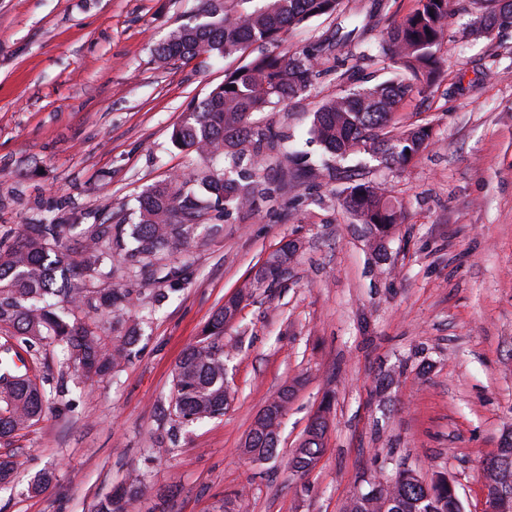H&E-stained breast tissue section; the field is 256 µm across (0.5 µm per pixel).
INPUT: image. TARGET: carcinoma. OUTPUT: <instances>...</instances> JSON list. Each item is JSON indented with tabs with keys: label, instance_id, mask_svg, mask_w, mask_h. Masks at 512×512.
I'll list each match as a JSON object with an SVG mask.
<instances>
[{
	"label": "carcinoma",
	"instance_id": "carcinoma-1",
	"mask_svg": "<svg viewBox=\"0 0 512 512\" xmlns=\"http://www.w3.org/2000/svg\"><path fill=\"white\" fill-rule=\"evenodd\" d=\"M477 31L487 33L512 19V0H494ZM342 0H205L201 19L173 30L157 48L164 62L190 60L200 53L242 56L254 44L277 45L289 29L309 19L340 14ZM449 0H417L404 19L386 27L380 52L397 67L396 78L371 87L354 88L324 102L314 113L309 134L336 158L364 153L387 165L404 167L418 158L433 136L430 125L395 130L398 112L410 95L425 94L440 71L437 48L448 25ZM365 23L348 31L344 40L327 39L313 53L290 56L261 51L245 63L227 69L224 81L195 105L171 132L173 144L193 153L201 167L192 174L173 175L142 195L138 223L125 241L112 225L100 226L73 241L72 224H31L8 242L0 235V326L13 329V339L33 351L50 340L64 349L73 378L120 371L133 357L138 326L119 346L107 349L98 326L85 322L103 311L113 324H125L132 312L131 292L102 288V267L117 255L146 276L157 271L165 250L185 247L206 224L209 211L244 209L259 200L272 201L279 189L267 172L268 153L278 151L287 161L296 154L268 126L250 121L252 114L301 96L316 76L321 53H333L342 42L372 39ZM224 159V169L210 166ZM343 205L356 223L366 226L375 242L402 223L401 205L385 189L359 182L343 190ZM296 245L284 243L267 260L262 275L279 280L281 265L291 263ZM260 275V276H262ZM254 275L252 286L261 279ZM243 294L225 301L202 336L190 345L173 373V408L177 422L202 421L224 415L229 385L224 365V326L238 312ZM10 340L0 345V440L40 420L49 392L28 374L18 372ZM280 422L257 418L242 453L269 460L275 456ZM327 422L316 420L294 449L289 468L299 476L312 472L324 451ZM144 478L99 501L95 512H131ZM377 496L352 499L348 512H464L454 482L437 474L422 481L413 471L395 473L391 485L378 482Z\"/></svg>",
	"mask_w": 512,
	"mask_h": 512
}]
</instances>
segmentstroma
<instances>
[{
  "label": "stroma",
  "mask_w": 512,
  "mask_h": 512,
  "mask_svg": "<svg viewBox=\"0 0 512 512\" xmlns=\"http://www.w3.org/2000/svg\"><path fill=\"white\" fill-rule=\"evenodd\" d=\"M416 0H343L335 16L289 30L301 54L336 27L402 20ZM490 0H450L437 49L441 71L408 98L404 124L433 137L406 167L367 155L293 177L273 174L277 200L211 213L167 265L187 264L178 289L112 265L108 288L130 290L139 353L116 374L54 393L34 425L0 453L15 476L0 512H94L98 500L144 475L134 512H346L360 480L407 468L453 479L465 512H485L481 469L512 433V24L476 34ZM203 0H0V230L55 217L90 233L134 224L138 199L195 168L173 126L224 80L227 60L202 54L163 63L155 50L194 23ZM372 86L394 73L378 48L346 45L320 62L302 97L254 114L287 144L320 159L309 139L317 107L339 94L337 72ZM382 184L404 217L376 250L341 205L351 181ZM287 274L250 289L254 270L286 241ZM244 293L224 333L231 397L222 417L174 426L172 372L211 315ZM293 399L277 454H242L259 411L283 387ZM326 411L315 470L288 469L313 417ZM46 482L41 492L29 484Z\"/></svg>",
  "instance_id": "35a3bbf8"
}]
</instances>
